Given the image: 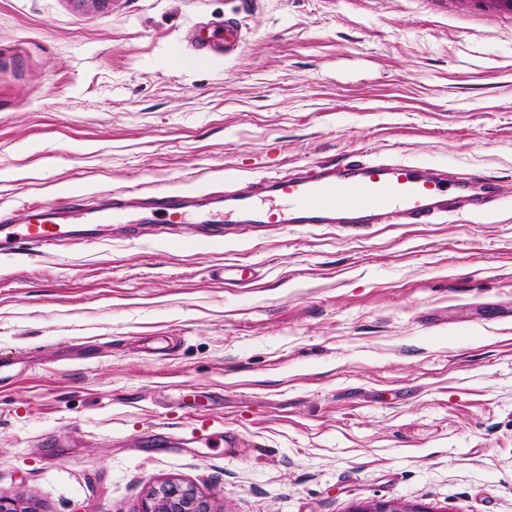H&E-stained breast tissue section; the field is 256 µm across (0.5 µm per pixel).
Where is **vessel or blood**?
Listing matches in <instances>:
<instances>
[{
    "instance_id": "b4317fda",
    "label": "vessel or blood",
    "mask_w": 512,
    "mask_h": 512,
    "mask_svg": "<svg viewBox=\"0 0 512 512\" xmlns=\"http://www.w3.org/2000/svg\"><path fill=\"white\" fill-rule=\"evenodd\" d=\"M213 205L194 195L166 190L142 197L116 191L99 207L64 200L28 205L22 219L0 216V254L25 241L47 248L63 240L95 243L98 224H417L447 209L449 202L489 208L492 189L477 191L469 179L448 180L406 161H354L316 166L294 176L270 178L256 187L213 193Z\"/></svg>"
}]
</instances>
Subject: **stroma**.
<instances>
[{
	"instance_id": "obj_1",
	"label": "stroma",
	"mask_w": 512,
	"mask_h": 512,
	"mask_svg": "<svg viewBox=\"0 0 512 512\" xmlns=\"http://www.w3.org/2000/svg\"><path fill=\"white\" fill-rule=\"evenodd\" d=\"M485 0H0V211L396 159L427 224L196 225L0 254V494L139 512H512V12ZM238 18L230 61L185 69ZM243 264L242 283L222 266ZM139 512H215L190 486L165 482L151 488Z\"/></svg>"
}]
</instances>
